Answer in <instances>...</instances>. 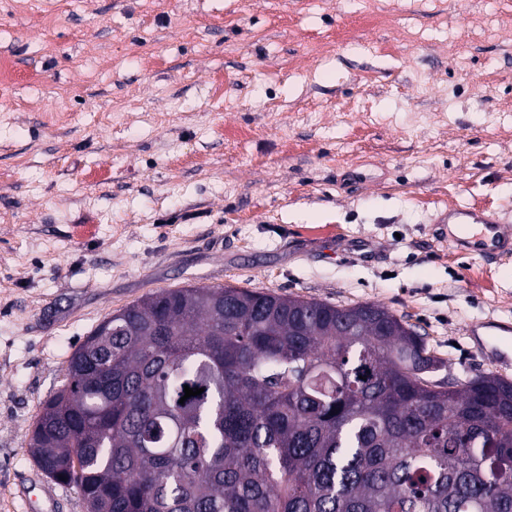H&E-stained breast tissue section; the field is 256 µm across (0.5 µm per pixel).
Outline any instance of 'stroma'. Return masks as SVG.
Returning a JSON list of instances; mask_svg holds the SVG:
<instances>
[{"mask_svg":"<svg viewBox=\"0 0 512 512\" xmlns=\"http://www.w3.org/2000/svg\"><path fill=\"white\" fill-rule=\"evenodd\" d=\"M0 512H86L27 435L102 321L236 286L416 325L495 373L512 258L441 216L512 222V0H0ZM448 239L460 248L482 256L502 258L512 255V225L495 218L483 209L469 206L448 208ZM462 219L463 222H455ZM461 225L466 233L461 235ZM477 346L482 355L492 351L498 354L494 364L500 371L511 370L512 367V336L505 338L497 335L476 336Z\"/></svg>","mask_w":512,"mask_h":512,"instance_id":"35a3bbf8","label":"stroma"}]
</instances>
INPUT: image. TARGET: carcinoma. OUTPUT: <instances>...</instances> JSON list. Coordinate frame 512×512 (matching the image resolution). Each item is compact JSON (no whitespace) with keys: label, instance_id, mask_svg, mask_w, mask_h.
Here are the masks:
<instances>
[{"label":"carcinoma","instance_id":"cac0c4a2","mask_svg":"<svg viewBox=\"0 0 512 512\" xmlns=\"http://www.w3.org/2000/svg\"><path fill=\"white\" fill-rule=\"evenodd\" d=\"M104 330L28 442L88 512H512V381L419 374L381 305L170 288Z\"/></svg>","mask_w":512,"mask_h":512}]
</instances>
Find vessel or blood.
I'll return each mask as SVG.
<instances>
[{
    "label": "vessel or blood",
    "instance_id": "obj_1",
    "mask_svg": "<svg viewBox=\"0 0 512 512\" xmlns=\"http://www.w3.org/2000/svg\"><path fill=\"white\" fill-rule=\"evenodd\" d=\"M448 237L460 248L482 256L512 255V225L486 213L485 210L454 206L447 213ZM481 354L495 353L499 370L512 369V337L497 335L478 337Z\"/></svg>",
    "mask_w": 512,
    "mask_h": 512
}]
</instances>
